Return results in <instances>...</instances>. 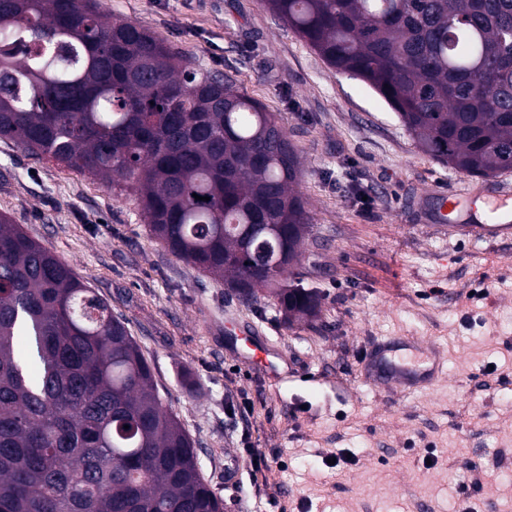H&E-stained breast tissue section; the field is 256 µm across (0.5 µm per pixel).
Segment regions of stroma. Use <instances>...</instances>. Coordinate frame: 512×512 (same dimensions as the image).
<instances>
[{
    "instance_id": "obj_1",
    "label": "stroma",
    "mask_w": 512,
    "mask_h": 512,
    "mask_svg": "<svg viewBox=\"0 0 512 512\" xmlns=\"http://www.w3.org/2000/svg\"><path fill=\"white\" fill-rule=\"evenodd\" d=\"M110 17L175 45L191 68L230 75L283 117L311 222L289 283L322 296L287 322L267 291L240 301L173 256L137 194L0 138V215L21 225L125 319L155 388L194 443L224 512H512V237L434 224L439 197L508 187L421 152L396 112L336 72L263 0H102ZM257 328L288 361L272 385L238 362L225 325ZM414 337L446 371L426 392L378 390L368 346ZM351 453L338 471L329 457Z\"/></svg>"
}]
</instances>
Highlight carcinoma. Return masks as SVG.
Here are the masks:
<instances>
[{
    "label": "carcinoma",
    "mask_w": 512,
    "mask_h": 512,
    "mask_svg": "<svg viewBox=\"0 0 512 512\" xmlns=\"http://www.w3.org/2000/svg\"><path fill=\"white\" fill-rule=\"evenodd\" d=\"M265 2L423 153L512 168V0ZM0 137L132 183L154 236L242 301L319 309L280 284L310 224L287 124L99 0H0ZM0 512H224L125 323L2 215Z\"/></svg>",
    "instance_id": "carcinoma-1"
}]
</instances>
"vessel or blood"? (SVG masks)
I'll return each instance as SVG.
<instances>
[{
  "mask_svg": "<svg viewBox=\"0 0 512 512\" xmlns=\"http://www.w3.org/2000/svg\"><path fill=\"white\" fill-rule=\"evenodd\" d=\"M472 202L471 196L452 194L443 197L435 217L437 222L448 220L456 213V228L477 239L493 240L512 234V221L504 219L500 207H492L485 219H470L465 215ZM253 366L259 368L271 381L279 382L288 376V363L276 347L253 327L244 326L235 340ZM444 358L441 352L424 342L405 338L378 341L361 360V369L375 385L382 388L424 389L433 385L443 374Z\"/></svg>",
  "mask_w": 512,
  "mask_h": 512,
  "instance_id": "vessel-or-blood-1",
  "label": "vessel or blood"
}]
</instances>
